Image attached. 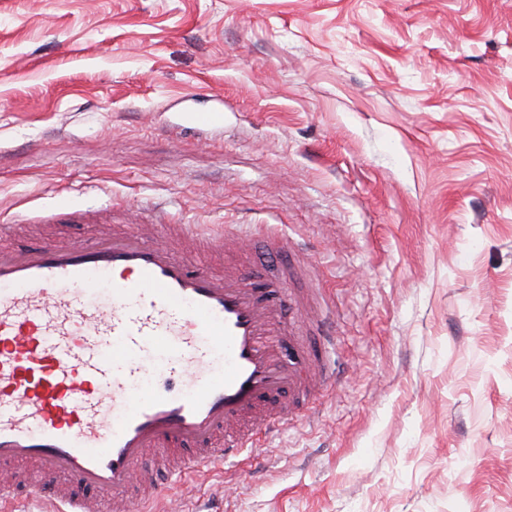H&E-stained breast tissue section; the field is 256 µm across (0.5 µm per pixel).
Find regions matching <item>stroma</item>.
<instances>
[{
	"mask_svg": "<svg viewBox=\"0 0 512 512\" xmlns=\"http://www.w3.org/2000/svg\"><path fill=\"white\" fill-rule=\"evenodd\" d=\"M162 222L336 305L334 389L180 512H512V0H0V247Z\"/></svg>",
	"mask_w": 512,
	"mask_h": 512,
	"instance_id": "35a3bbf8",
	"label": "stroma"
}]
</instances>
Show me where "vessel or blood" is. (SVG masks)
<instances>
[{
  "label": "vessel or blood",
  "instance_id": "1",
  "mask_svg": "<svg viewBox=\"0 0 512 512\" xmlns=\"http://www.w3.org/2000/svg\"><path fill=\"white\" fill-rule=\"evenodd\" d=\"M193 250L131 224L90 243L0 249V502L48 512L174 506L167 478L256 459L336 374L328 300L204 253L282 238L266 224L183 225ZM162 357L161 373L151 355ZM155 457L160 471L146 468Z\"/></svg>",
  "mask_w": 512,
  "mask_h": 512
}]
</instances>
